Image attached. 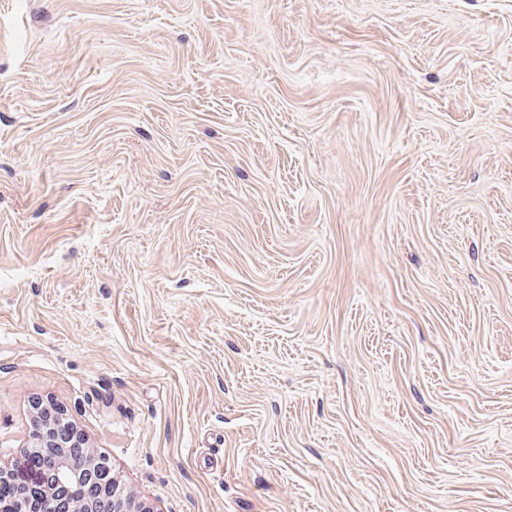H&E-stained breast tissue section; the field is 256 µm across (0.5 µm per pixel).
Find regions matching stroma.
Instances as JSON below:
<instances>
[{
  "label": "stroma",
  "instance_id": "1",
  "mask_svg": "<svg viewBox=\"0 0 512 512\" xmlns=\"http://www.w3.org/2000/svg\"><path fill=\"white\" fill-rule=\"evenodd\" d=\"M38 400L152 512H512V0H0Z\"/></svg>",
  "mask_w": 512,
  "mask_h": 512
}]
</instances>
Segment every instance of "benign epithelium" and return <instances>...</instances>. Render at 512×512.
<instances>
[{"instance_id":"1","label":"benign epithelium","mask_w":512,"mask_h":512,"mask_svg":"<svg viewBox=\"0 0 512 512\" xmlns=\"http://www.w3.org/2000/svg\"><path fill=\"white\" fill-rule=\"evenodd\" d=\"M27 448H41V462L37 464L38 492L44 502V512H150L140 501L121 495L116 488L108 460L86 446L83 436L72 428L60 412L50 418L32 416L25 443ZM79 447L84 454L79 458L67 455L66 449ZM32 463L18 456L8 464H0V482L30 469ZM70 481L85 482L95 489L90 499L71 501L66 493Z\"/></svg>"}]
</instances>
